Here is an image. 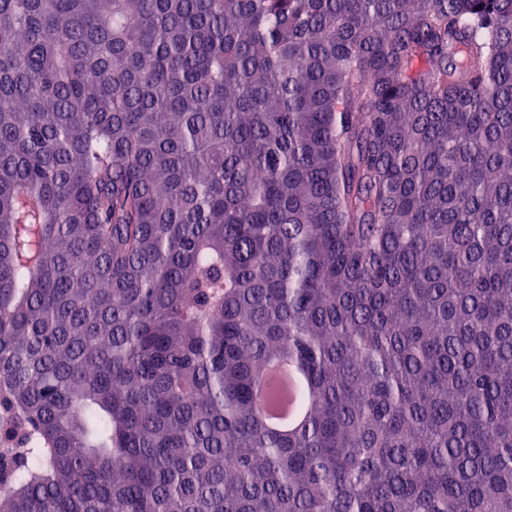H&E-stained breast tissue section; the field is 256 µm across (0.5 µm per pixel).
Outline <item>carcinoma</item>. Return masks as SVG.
<instances>
[{
	"label": "carcinoma",
	"mask_w": 512,
	"mask_h": 512,
	"mask_svg": "<svg viewBox=\"0 0 512 512\" xmlns=\"http://www.w3.org/2000/svg\"><path fill=\"white\" fill-rule=\"evenodd\" d=\"M0 512H512V0H0Z\"/></svg>",
	"instance_id": "carcinoma-1"
}]
</instances>
